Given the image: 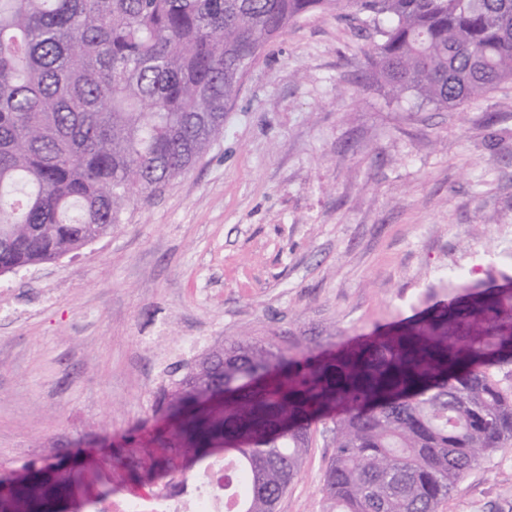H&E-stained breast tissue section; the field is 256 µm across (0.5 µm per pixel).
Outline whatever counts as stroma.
Wrapping results in <instances>:
<instances>
[{"mask_svg": "<svg viewBox=\"0 0 512 512\" xmlns=\"http://www.w3.org/2000/svg\"><path fill=\"white\" fill-rule=\"evenodd\" d=\"M365 15L315 10L273 40L226 132L112 232L0 275V471L126 448L171 367L228 340L334 348L512 276V83L443 109L370 80ZM313 430L276 512H330ZM438 512H512V441Z\"/></svg>", "mask_w": 512, "mask_h": 512, "instance_id": "obj_1", "label": "stroma"}]
</instances>
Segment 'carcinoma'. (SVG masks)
Wrapping results in <instances>:
<instances>
[{
  "label": "carcinoma",
  "mask_w": 512,
  "mask_h": 512,
  "mask_svg": "<svg viewBox=\"0 0 512 512\" xmlns=\"http://www.w3.org/2000/svg\"><path fill=\"white\" fill-rule=\"evenodd\" d=\"M355 10L382 42L371 78L396 98L448 108L512 83V0H0V268L54 260L106 235L125 201L150 198L224 136L226 106L265 46L314 10ZM334 351L232 340L162 390L174 419L96 461L175 479L224 465L235 512H274L309 450L332 434L324 480L336 512H437L475 465L512 439V277ZM210 387L224 407L200 408ZM0 512H62L112 480L24 466Z\"/></svg>",
  "instance_id": "1"
}]
</instances>
